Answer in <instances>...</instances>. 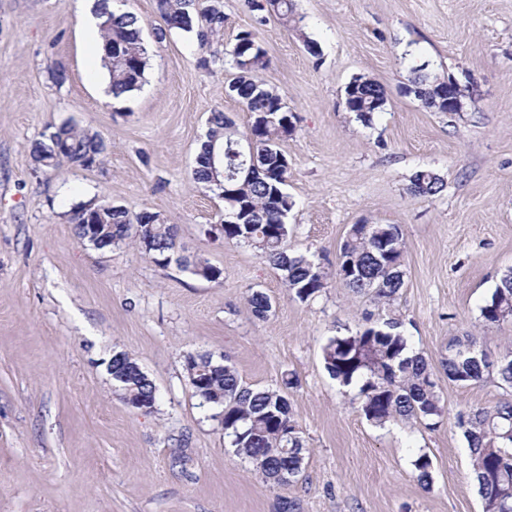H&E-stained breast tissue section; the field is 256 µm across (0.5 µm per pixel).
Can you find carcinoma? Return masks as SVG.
Instances as JSON below:
<instances>
[{
  "mask_svg": "<svg viewBox=\"0 0 512 512\" xmlns=\"http://www.w3.org/2000/svg\"><path fill=\"white\" fill-rule=\"evenodd\" d=\"M108 0H98V16L106 67L116 98L139 89L144 81L148 51L142 37L141 21L130 12L108 10ZM257 21L276 16L283 25L297 28L293 0H269L265 9L258 0H245ZM167 25L196 35L200 45L210 42L224 24L219 4L199 7L192 0H157ZM234 74L227 84L229 95L253 114L247 130H239L222 112L209 120L206 140L196 156L193 178L218 191L224 199V224L220 230L226 241L243 243L279 270L289 292L305 302L321 292L327 272L310 256L288 247L285 220L295 201L286 192L288 169L280 166L283 155L280 141L286 139L287 126L294 125L283 98L261 81L257 73L267 66V52L257 34L239 32L226 51ZM411 84L424 91V104L436 112L448 111L444 93L448 76L428 70L423 64L411 70ZM386 94L377 81L357 76L345 87L347 110L368 125L375 113L383 110ZM104 141L71 124H62L36 142L34 160L40 168L56 171L66 163L94 164L105 153ZM258 169L246 172L250 163ZM443 179L423 168L411 177L408 193L413 197L436 195ZM84 207L73 210L71 221L79 239L97 249L101 239L112 236L124 244L134 242L160 266L176 263L183 272L219 279L220 272L202 257L178 254V229L160 215L152 223H141L142 213L132 214L121 206L102 213L99 239L88 237L80 217ZM402 234L394 224H374L365 231L359 224L340 246L337 265L349 272H336L345 286L355 293H366L378 303H389L403 287ZM253 313L265 318L272 309L270 297L254 291L249 296ZM512 318V271L503 274L491 297L480 307L486 326ZM403 323L396 317L366 318L356 330L328 339L322 349L324 368L343 387L357 388L360 410L373 425L383 427L396 420L415 421L429 430L441 422L445 408L440 388L428 362L409 350ZM485 350L468 336L448 345L442 361L448 380L462 386L484 381L491 375L512 386V348L496 355L497 365L489 369L482 359ZM112 380L120 398L130 407L150 397L156 386L138 363L124 352L114 354ZM187 380L205 403L221 409L224 433L237 454L255 467L264 482L285 485L302 473L305 452L298 425L284 389L296 384L292 377L283 387L254 388L244 384L236 370L210 355H190L186 359ZM457 426L462 430L471 453L473 477L482 500V512H512V400L461 412ZM418 482L430 484L432 461L419 454L412 461Z\"/></svg>",
  "mask_w": 512,
  "mask_h": 512,
  "instance_id": "cac0c4a2",
  "label": "carcinoma"
}]
</instances>
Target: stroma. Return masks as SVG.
<instances>
[{
	"instance_id": "1",
	"label": "stroma",
	"mask_w": 512,
	"mask_h": 512,
	"mask_svg": "<svg viewBox=\"0 0 512 512\" xmlns=\"http://www.w3.org/2000/svg\"><path fill=\"white\" fill-rule=\"evenodd\" d=\"M119 2L142 23L148 65L141 87L116 99L108 73L88 74L76 0H0V512H280L286 499L301 512H482L456 415L512 400V387L457 385L441 361L464 336L495 355L512 346V319L487 327L479 312L512 269V0H295L296 32L222 0L224 27L206 46L167 28L156 0ZM252 29L269 59L258 76L296 118L280 144L296 202L288 245L328 274L306 302L253 248L215 237L224 202L191 175L211 113L242 130L253 121L224 91V50ZM422 63L469 80L462 111L411 93ZM360 75L387 97L368 126L345 106ZM65 122L107 151L96 165L43 173L32 146ZM425 167L445 187L411 197ZM105 201L176 225L179 252L208 259L219 281L156 266L133 244L102 251L77 238L75 206ZM362 223L402 231L404 286L384 308L335 276L341 243ZM253 289L271 298L267 318L252 312ZM368 315L399 317L438 372L437 428L371 424L355 388L325 370L328 339ZM118 352L156 385L153 409L114 393ZM197 353L258 388L296 376L288 401L307 450L297 480L266 485L236 453L188 383L185 359ZM420 453L432 460L427 488L413 476Z\"/></svg>"
}]
</instances>
